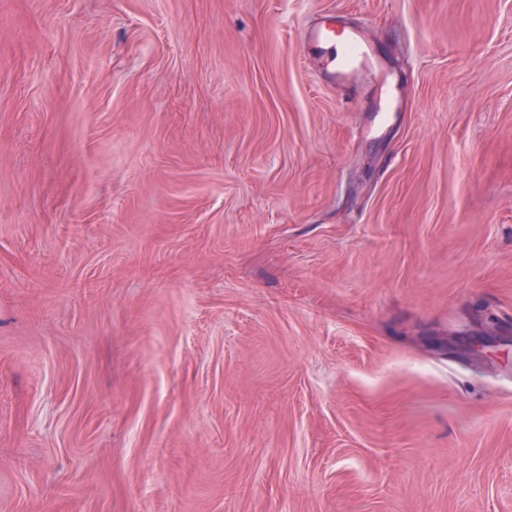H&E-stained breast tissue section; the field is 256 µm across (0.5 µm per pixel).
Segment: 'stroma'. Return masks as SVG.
I'll list each match as a JSON object with an SVG mask.
<instances>
[{
    "mask_svg": "<svg viewBox=\"0 0 512 512\" xmlns=\"http://www.w3.org/2000/svg\"><path fill=\"white\" fill-rule=\"evenodd\" d=\"M0 512H512V0H0ZM342 33H345L344 40L339 52L331 57L327 74L334 81L349 82L356 72L372 69L374 61L369 48L359 40L354 30L344 29Z\"/></svg>",
    "mask_w": 512,
    "mask_h": 512,
    "instance_id": "stroma-1",
    "label": "stroma"
}]
</instances>
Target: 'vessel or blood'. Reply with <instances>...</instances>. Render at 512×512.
I'll list each match as a JSON object with an SVG mask.
<instances>
[{
	"mask_svg": "<svg viewBox=\"0 0 512 512\" xmlns=\"http://www.w3.org/2000/svg\"><path fill=\"white\" fill-rule=\"evenodd\" d=\"M336 40L340 41L341 46L327 71L330 79L347 82L356 72L373 68L372 54L354 30H347L344 39L340 40L337 39L336 29L331 22L317 21L309 29V41L314 45L321 46Z\"/></svg>",
	"mask_w": 512,
	"mask_h": 512,
	"instance_id": "b4317fda",
	"label": "vessel or blood"
}]
</instances>
